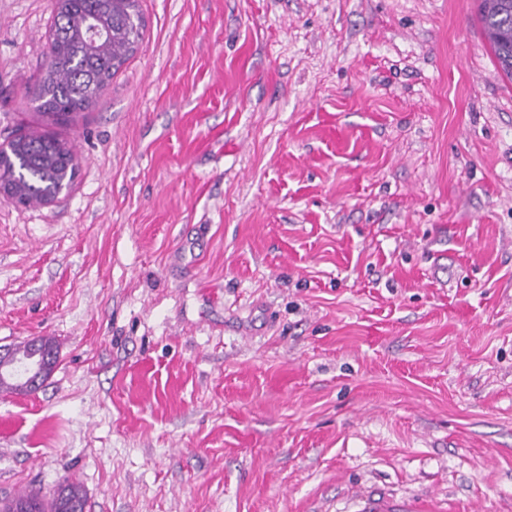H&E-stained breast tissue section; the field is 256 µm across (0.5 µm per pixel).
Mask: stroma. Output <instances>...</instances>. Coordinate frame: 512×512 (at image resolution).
<instances>
[{
  "label": "stroma",
  "instance_id": "1",
  "mask_svg": "<svg viewBox=\"0 0 512 512\" xmlns=\"http://www.w3.org/2000/svg\"><path fill=\"white\" fill-rule=\"evenodd\" d=\"M54 0H0V142L78 169L0 196V497L86 512H512V79L477 0H139L67 123ZM7 144L3 154L0 152V177L9 183L14 197L25 203H43L53 196L61 180L73 181L76 168L71 157L74 154L61 140L48 134L30 133ZM64 190L61 185L58 196ZM46 340L39 338L29 341L23 351H27L24 356L13 349H4L0 347V371L7 370L27 392H32L40 388L44 381L54 370L58 354L54 348L46 344ZM69 503H76L79 512H85L86 495L82 486L75 480L64 479L50 500H45L37 493L21 492L1 499L0 511L16 512L15 507L21 505L30 509L29 512H70L66 508ZM424 508L414 501L392 502L374 497H363L357 512H417Z\"/></svg>",
  "mask_w": 512,
  "mask_h": 512
}]
</instances>
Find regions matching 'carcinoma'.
Wrapping results in <instances>:
<instances>
[{
	"mask_svg": "<svg viewBox=\"0 0 512 512\" xmlns=\"http://www.w3.org/2000/svg\"><path fill=\"white\" fill-rule=\"evenodd\" d=\"M138 0H56L51 31V57L35 92L43 113L62 117L87 108L134 53L142 38L144 19ZM480 19L500 69L512 77V0H480ZM106 37L93 45L90 23ZM73 152L67 144L48 135L30 133L8 142L0 153V177L13 196L26 203H42L58 183L73 181ZM75 503L85 512L86 495L75 480H63L53 497L17 493L0 501V512L25 506L31 512H69Z\"/></svg>",
	"mask_w": 512,
	"mask_h": 512,
	"instance_id": "1",
	"label": "carcinoma"
}]
</instances>
